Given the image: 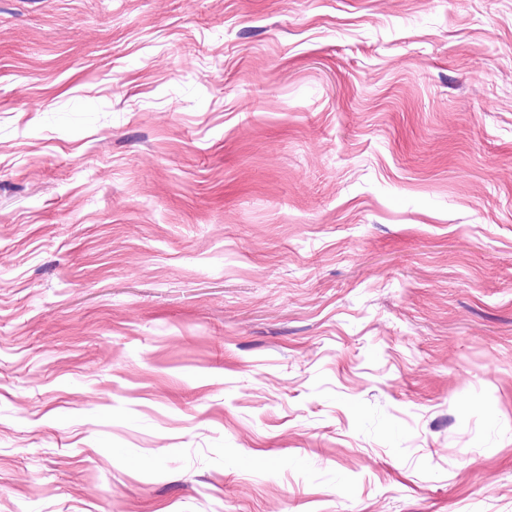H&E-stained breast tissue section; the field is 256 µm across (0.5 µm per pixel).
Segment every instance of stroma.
<instances>
[{"mask_svg":"<svg viewBox=\"0 0 512 512\" xmlns=\"http://www.w3.org/2000/svg\"><path fill=\"white\" fill-rule=\"evenodd\" d=\"M0 512H512V0H0Z\"/></svg>","mask_w":512,"mask_h":512,"instance_id":"obj_1","label":"stroma"}]
</instances>
